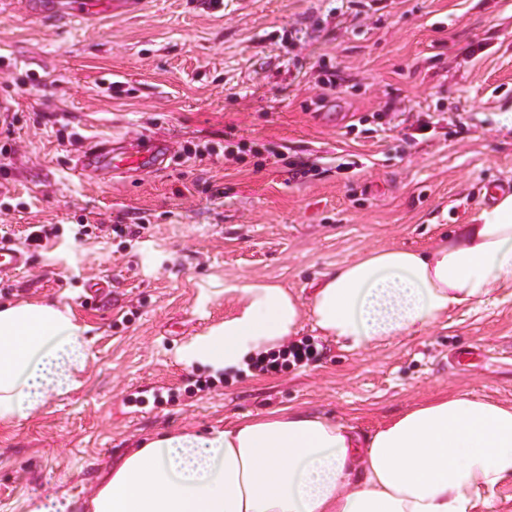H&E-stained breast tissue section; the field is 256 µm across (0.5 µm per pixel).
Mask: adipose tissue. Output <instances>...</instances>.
Wrapping results in <instances>:
<instances>
[{
    "label": "adipose tissue",
    "instance_id": "adipose-tissue-1",
    "mask_svg": "<svg viewBox=\"0 0 512 512\" xmlns=\"http://www.w3.org/2000/svg\"><path fill=\"white\" fill-rule=\"evenodd\" d=\"M223 320L176 351L186 368L231 373L282 349L305 323L347 350L424 332L512 298V193L426 249L365 252L322 274L308 298L282 285H229ZM87 327L62 303L0 304V425L87 380ZM512 480V403L442 392L375 431L284 407L205 432L160 431L115 461L90 499L56 495L27 512H475Z\"/></svg>",
    "mask_w": 512,
    "mask_h": 512
}]
</instances>
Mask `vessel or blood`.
<instances>
[{"instance_id": "1", "label": "vessel or blood", "mask_w": 512, "mask_h": 512, "mask_svg": "<svg viewBox=\"0 0 512 512\" xmlns=\"http://www.w3.org/2000/svg\"><path fill=\"white\" fill-rule=\"evenodd\" d=\"M29 10L38 17L54 22L65 18L85 21L93 12L91 0H28ZM170 147L163 142L116 145L104 141L86 148L77 158L75 169L79 175L110 174L115 171L143 172L161 166ZM28 248L7 240H0V278L17 276L28 268Z\"/></svg>"}]
</instances>
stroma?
Returning a JSON list of instances; mask_svg holds the SVG:
<instances>
[{"mask_svg":"<svg viewBox=\"0 0 512 512\" xmlns=\"http://www.w3.org/2000/svg\"><path fill=\"white\" fill-rule=\"evenodd\" d=\"M95 2L85 25L0 0V237L59 227L0 301H63L91 340L82 390L0 426V512L49 490L88 499L156 431L291 406L364 434L440 392L512 402V299L369 350L307 327L315 357L225 380L175 358L223 320L225 284L305 297L363 251L426 248L487 206L484 188L512 178V0ZM108 138L171 151L149 171L78 176L79 151ZM230 143L252 152L225 161ZM194 144L215 156L188 159ZM292 161L310 174L291 178ZM139 217L141 238L113 232ZM99 280L111 294L87 303ZM470 347L480 361L449 367Z\"/></svg>","mask_w":512,"mask_h":512,"instance_id":"1","label":"stroma"}]
</instances>
